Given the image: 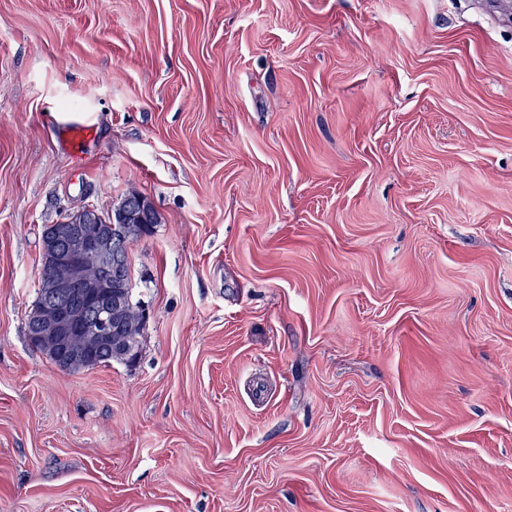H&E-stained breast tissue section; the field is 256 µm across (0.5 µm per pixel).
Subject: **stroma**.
<instances>
[{
	"mask_svg": "<svg viewBox=\"0 0 512 512\" xmlns=\"http://www.w3.org/2000/svg\"><path fill=\"white\" fill-rule=\"evenodd\" d=\"M486 2L0 0V512H512ZM131 190L141 359L63 372L43 229Z\"/></svg>",
	"mask_w": 512,
	"mask_h": 512,
	"instance_id": "1",
	"label": "stroma"
}]
</instances>
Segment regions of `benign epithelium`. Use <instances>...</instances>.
I'll list each match as a JSON object with an SVG mask.
<instances>
[{
  "instance_id": "1",
  "label": "benign epithelium",
  "mask_w": 512,
  "mask_h": 512,
  "mask_svg": "<svg viewBox=\"0 0 512 512\" xmlns=\"http://www.w3.org/2000/svg\"><path fill=\"white\" fill-rule=\"evenodd\" d=\"M75 218L73 214L61 220L48 244L50 268L40 287L41 310L51 315L38 316L37 337L52 344L77 333L86 339L80 348L84 353L112 337V315L91 324L87 306L100 302L112 288L102 272L116 267L118 255L112 233H103L94 224H75Z\"/></svg>"
}]
</instances>
